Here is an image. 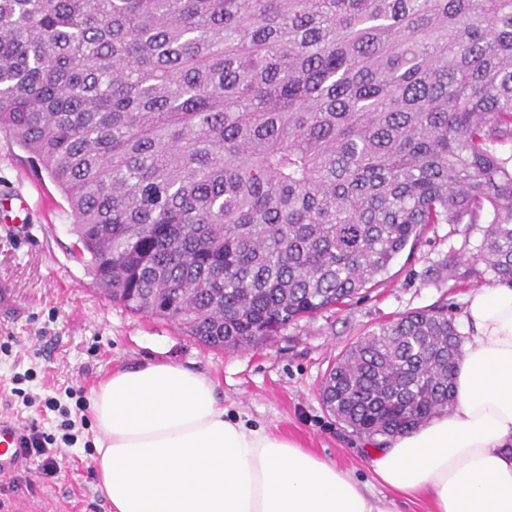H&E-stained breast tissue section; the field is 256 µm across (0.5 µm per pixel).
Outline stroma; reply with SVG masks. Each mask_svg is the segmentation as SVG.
I'll use <instances>...</instances> for the list:
<instances>
[{"label":"stroma","mask_w":512,"mask_h":512,"mask_svg":"<svg viewBox=\"0 0 512 512\" xmlns=\"http://www.w3.org/2000/svg\"><path fill=\"white\" fill-rule=\"evenodd\" d=\"M19 191L28 204L20 215L9 208ZM72 223L58 186L0 133V286L16 300L0 314V412L57 437L68 418L77 436L58 455L56 474L43 473L34 457L27 470L0 477V512H110L92 467L98 432L90 392L112 370L156 361L208 375L228 415L349 470L369 494L392 498L395 512H428L427 498L379 485L369 439L328 412L320 391L339 354L379 325L437 308L460 317L476 284L449 278L444 264L476 251L481 225H432L348 304L298 320L259 347L217 351L110 301L72 256Z\"/></svg>","instance_id":"stroma-1"}]
</instances>
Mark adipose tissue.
Wrapping results in <instances>:
<instances>
[{"mask_svg": "<svg viewBox=\"0 0 512 512\" xmlns=\"http://www.w3.org/2000/svg\"><path fill=\"white\" fill-rule=\"evenodd\" d=\"M461 321L455 405L371 449L372 469L433 512H512V287L473 291ZM90 409L110 512H393L336 463L227 418L211 379L186 367L113 372Z\"/></svg>", "mask_w": 512, "mask_h": 512, "instance_id": "1", "label": "adipose tissue"}]
</instances>
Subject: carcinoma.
Returning a JSON list of instances; mask_svg holds the SVG:
<instances>
[{
  "label": "carcinoma",
  "mask_w": 512,
  "mask_h": 512,
  "mask_svg": "<svg viewBox=\"0 0 512 512\" xmlns=\"http://www.w3.org/2000/svg\"><path fill=\"white\" fill-rule=\"evenodd\" d=\"M0 131L95 284L211 348L345 304L431 224L490 217L448 272L512 284V0H0ZM463 341L407 313L322 403L402 434L453 402Z\"/></svg>",
  "instance_id": "carcinoma-1"
}]
</instances>
